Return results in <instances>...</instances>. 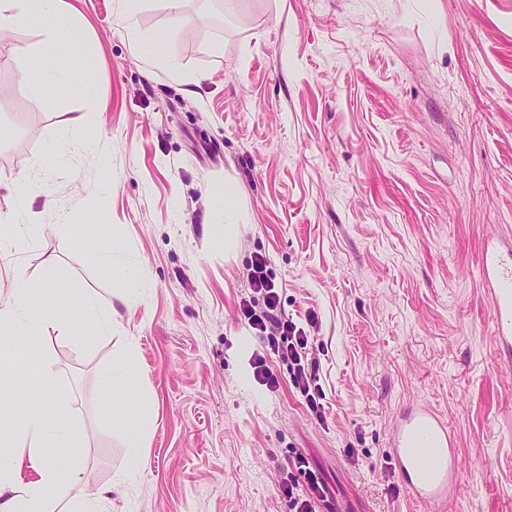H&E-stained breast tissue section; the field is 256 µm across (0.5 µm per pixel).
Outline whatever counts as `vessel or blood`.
<instances>
[{
  "instance_id": "obj_1",
  "label": "vessel or blood",
  "mask_w": 512,
  "mask_h": 512,
  "mask_svg": "<svg viewBox=\"0 0 512 512\" xmlns=\"http://www.w3.org/2000/svg\"><path fill=\"white\" fill-rule=\"evenodd\" d=\"M482 278L493 309V340L500 361L512 364V239L484 240ZM388 456L410 496L442 512L459 485L456 441L443 416L418 402L400 414L388 444Z\"/></svg>"
}]
</instances>
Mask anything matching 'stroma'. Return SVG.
Instances as JSON below:
<instances>
[{
  "label": "stroma",
  "mask_w": 512,
  "mask_h": 512,
  "mask_svg": "<svg viewBox=\"0 0 512 512\" xmlns=\"http://www.w3.org/2000/svg\"><path fill=\"white\" fill-rule=\"evenodd\" d=\"M120 2L66 0L89 99L41 88L57 61L42 30L0 40V218L34 224L0 254V300L18 264L65 291L64 330L12 348L28 373L0 390V419L66 402L81 451L61 504L108 487L98 512H290L281 473L301 454L333 493L321 512H426L387 454L400 412L426 402L462 463L446 512H512V366L479 257L512 239V0H144L132 22ZM164 28L204 76L194 94L132 44ZM48 154L68 162L35 170ZM103 247L141 287L97 262ZM259 256L313 340L324 417L243 318ZM85 294L111 334L82 335ZM258 351L276 390L253 376ZM146 398L136 466L127 424ZM100 258L108 266H120L125 281L130 287L138 288L140 286L141 271L136 265L127 263L121 255L114 251H103Z\"/></svg>",
  "instance_id": "35a3bbf8"
}]
</instances>
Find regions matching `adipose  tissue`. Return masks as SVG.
<instances>
[{
	"label": "adipose tissue",
	"instance_id": "adipose-tissue-1",
	"mask_svg": "<svg viewBox=\"0 0 512 512\" xmlns=\"http://www.w3.org/2000/svg\"><path fill=\"white\" fill-rule=\"evenodd\" d=\"M74 23V16L60 7L59 0H0L1 33L39 28L46 41L57 46ZM11 288V298L0 304V343L29 339L57 325L53 289L35 285L22 268L14 271ZM76 445L75 430L65 419L52 427L41 412L33 411L1 421L0 512H56V491L71 480L73 472L57 463L49 451ZM25 466L34 471V480H21Z\"/></svg>",
	"mask_w": 512,
	"mask_h": 512
}]
</instances>
